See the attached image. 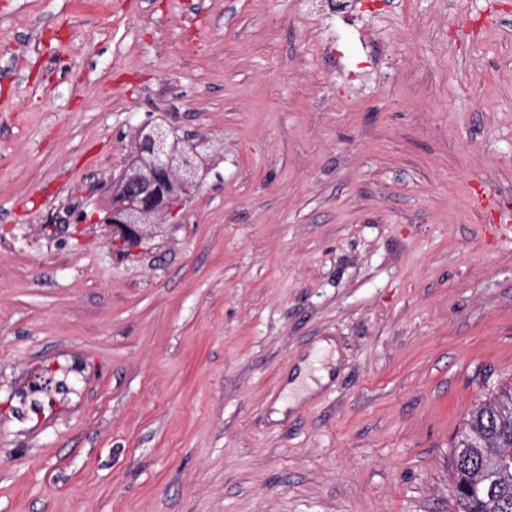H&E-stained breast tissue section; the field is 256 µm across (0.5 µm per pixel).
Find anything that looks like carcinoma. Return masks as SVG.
Wrapping results in <instances>:
<instances>
[{
	"label": "carcinoma",
	"instance_id": "cac0c4a2",
	"mask_svg": "<svg viewBox=\"0 0 512 512\" xmlns=\"http://www.w3.org/2000/svg\"><path fill=\"white\" fill-rule=\"evenodd\" d=\"M452 482L456 512H512V473L489 491L478 489L485 456L512 453V381L470 414L455 443Z\"/></svg>",
	"mask_w": 512,
	"mask_h": 512
}]
</instances>
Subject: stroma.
Returning <instances> with one entry per match:
<instances>
[{"mask_svg": "<svg viewBox=\"0 0 512 512\" xmlns=\"http://www.w3.org/2000/svg\"><path fill=\"white\" fill-rule=\"evenodd\" d=\"M350 11L327 55L315 0H0V512H456L512 380V0ZM147 120L211 143L171 222L55 223Z\"/></svg>", "mask_w": 512, "mask_h": 512, "instance_id": "stroma-1", "label": "stroma"}]
</instances>
